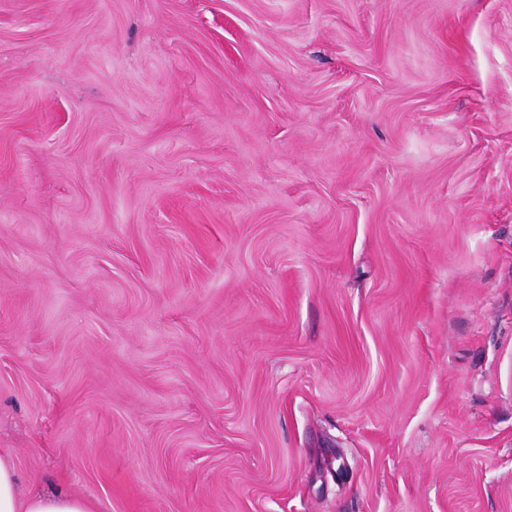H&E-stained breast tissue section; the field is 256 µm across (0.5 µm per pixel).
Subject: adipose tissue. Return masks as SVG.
Returning a JSON list of instances; mask_svg holds the SVG:
<instances>
[{"label": "adipose tissue", "instance_id": "obj_1", "mask_svg": "<svg viewBox=\"0 0 512 512\" xmlns=\"http://www.w3.org/2000/svg\"><path fill=\"white\" fill-rule=\"evenodd\" d=\"M0 512H93V507L70 494L22 495L12 464L0 460Z\"/></svg>", "mask_w": 512, "mask_h": 512}]
</instances>
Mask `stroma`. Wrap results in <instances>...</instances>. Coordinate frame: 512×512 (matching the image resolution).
Segmentation results:
<instances>
[{
    "instance_id": "obj_1",
    "label": "stroma",
    "mask_w": 512,
    "mask_h": 512,
    "mask_svg": "<svg viewBox=\"0 0 512 512\" xmlns=\"http://www.w3.org/2000/svg\"><path fill=\"white\" fill-rule=\"evenodd\" d=\"M0 457L512 512V0H0Z\"/></svg>"
}]
</instances>
